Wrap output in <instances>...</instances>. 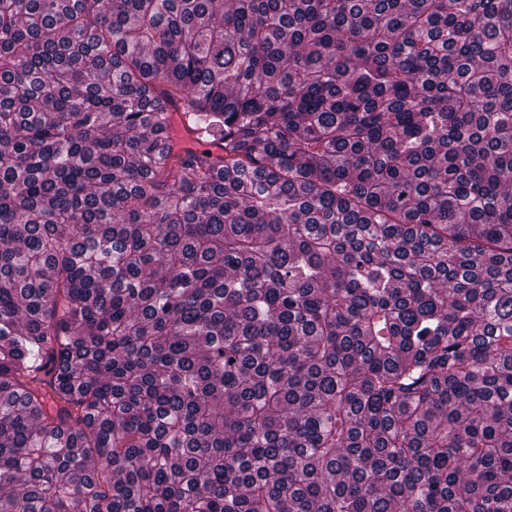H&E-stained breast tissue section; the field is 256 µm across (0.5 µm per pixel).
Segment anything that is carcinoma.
Returning a JSON list of instances; mask_svg holds the SVG:
<instances>
[{"label": "carcinoma", "mask_w": 512, "mask_h": 512, "mask_svg": "<svg viewBox=\"0 0 512 512\" xmlns=\"http://www.w3.org/2000/svg\"><path fill=\"white\" fill-rule=\"evenodd\" d=\"M0 512H512V0H0Z\"/></svg>", "instance_id": "1"}]
</instances>
